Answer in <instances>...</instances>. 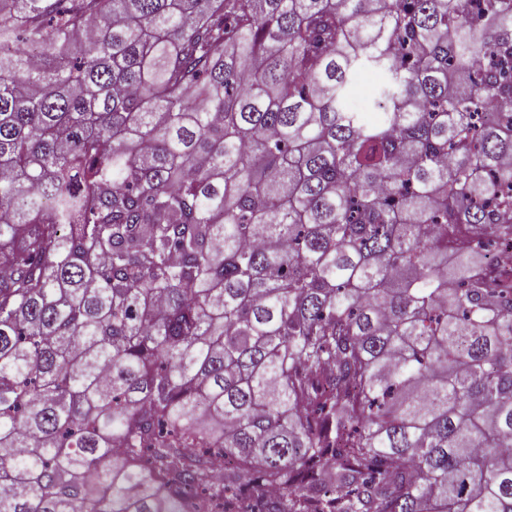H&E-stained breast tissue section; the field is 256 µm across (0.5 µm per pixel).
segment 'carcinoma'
Listing matches in <instances>:
<instances>
[{"label": "carcinoma", "mask_w": 512, "mask_h": 512, "mask_svg": "<svg viewBox=\"0 0 512 512\" xmlns=\"http://www.w3.org/2000/svg\"><path fill=\"white\" fill-rule=\"evenodd\" d=\"M496 180L512 0H0V512H512ZM364 78L365 81H362ZM376 80V75L370 70H361L356 76L352 79L350 87H349V104L361 111V112H369L370 111V92L372 85ZM365 85V92L368 94V100L364 95L360 94V89L362 85ZM360 94V95H359ZM478 270L501 288H511L512 245L510 242H501L495 248L491 260L480 265Z\"/></svg>", "instance_id": "1"}]
</instances>
